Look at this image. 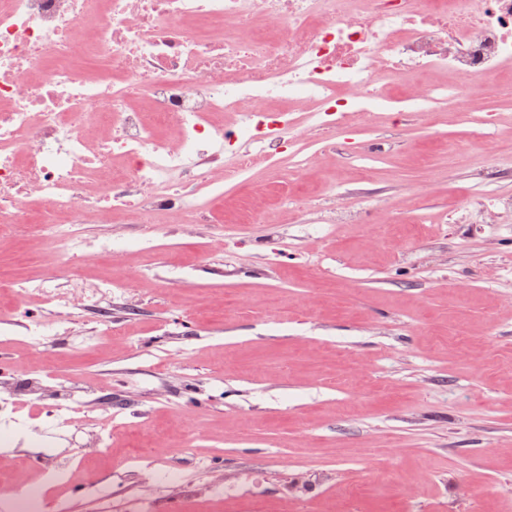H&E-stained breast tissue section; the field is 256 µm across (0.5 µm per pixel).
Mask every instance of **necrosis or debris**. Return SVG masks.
<instances>
[{
	"label": "necrosis or debris",
	"instance_id": "4bbe7bcc",
	"mask_svg": "<svg viewBox=\"0 0 512 512\" xmlns=\"http://www.w3.org/2000/svg\"><path fill=\"white\" fill-rule=\"evenodd\" d=\"M506 63L512 0H0V238L209 222L283 146L296 184L358 116L511 97Z\"/></svg>",
	"mask_w": 512,
	"mask_h": 512
}]
</instances>
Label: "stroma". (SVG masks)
I'll list each match as a JSON object with an SVG mask.
<instances>
[{
  "label": "stroma",
  "mask_w": 512,
  "mask_h": 512,
  "mask_svg": "<svg viewBox=\"0 0 512 512\" xmlns=\"http://www.w3.org/2000/svg\"><path fill=\"white\" fill-rule=\"evenodd\" d=\"M477 129L445 106L427 123L375 112L323 141L300 185L255 168L217 223L166 214L149 244L140 224L80 225L108 257L0 242V398L22 425L0 484L101 512L31 462L51 448L111 483L110 512H512V160ZM486 192L494 208L475 205ZM48 273L123 286L33 344L25 322L55 309L11 285ZM104 308L111 335L84 342ZM61 390L72 435L46 415ZM134 451L179 479L132 472Z\"/></svg>",
  "instance_id": "stroma-1"
}]
</instances>
